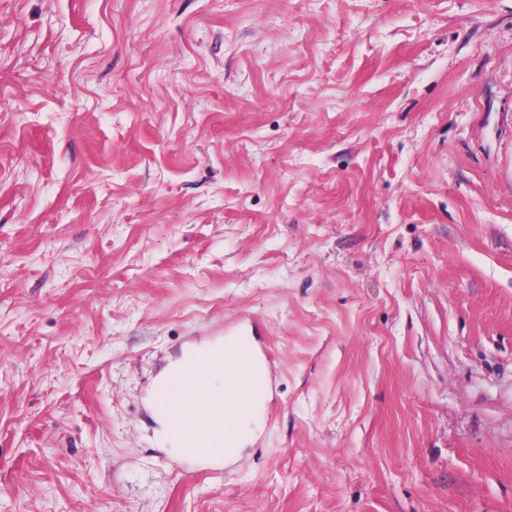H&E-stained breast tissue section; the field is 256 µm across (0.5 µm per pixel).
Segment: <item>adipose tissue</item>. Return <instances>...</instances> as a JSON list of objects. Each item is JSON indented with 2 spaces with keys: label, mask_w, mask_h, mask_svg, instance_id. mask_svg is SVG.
Returning a JSON list of instances; mask_svg holds the SVG:
<instances>
[{
  "label": "adipose tissue",
  "mask_w": 512,
  "mask_h": 512,
  "mask_svg": "<svg viewBox=\"0 0 512 512\" xmlns=\"http://www.w3.org/2000/svg\"><path fill=\"white\" fill-rule=\"evenodd\" d=\"M251 372L250 364L236 358L224 342L185 348L155 380L159 386L174 378L189 384L167 408L151 407L162 446L181 459L223 460L224 419L230 415L235 445L243 447L251 436L254 411L243 398Z\"/></svg>",
  "instance_id": "adipose-tissue-1"
}]
</instances>
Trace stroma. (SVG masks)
Listing matches in <instances>:
<instances>
[{"label": "stroma", "instance_id": "obj_1", "mask_svg": "<svg viewBox=\"0 0 512 512\" xmlns=\"http://www.w3.org/2000/svg\"><path fill=\"white\" fill-rule=\"evenodd\" d=\"M0 512H512V0H0ZM235 354L268 370L269 356L249 335L232 336ZM225 348L223 339L203 346H189L155 380L152 417L156 435L165 448L181 459L221 461L225 453L238 457L250 436V417L259 405L243 398L252 368ZM173 378H185L189 388L168 403L163 411L156 389ZM233 413L236 448L227 442L224 419Z\"/></svg>", "mask_w": 512, "mask_h": 512}]
</instances>
